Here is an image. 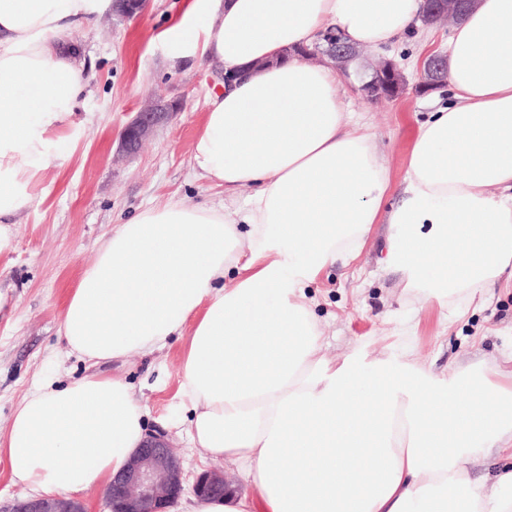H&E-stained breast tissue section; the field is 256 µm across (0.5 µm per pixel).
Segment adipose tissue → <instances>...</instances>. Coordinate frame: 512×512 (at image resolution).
<instances>
[{
  "label": "adipose tissue",
  "mask_w": 512,
  "mask_h": 512,
  "mask_svg": "<svg viewBox=\"0 0 512 512\" xmlns=\"http://www.w3.org/2000/svg\"><path fill=\"white\" fill-rule=\"evenodd\" d=\"M111 6L0 0V253L11 217L81 134L74 31ZM422 6L185 0L161 33L173 59L242 71L211 96L191 165L225 193H254L238 219L173 199L116 227L59 333L93 367L187 333L179 393L194 444L247 485L197 512H512V468L475 482L465 467L477 450L512 449V353L442 375L409 352L330 358L306 293L328 266L357 260L378 224L382 264L449 322L485 289L512 286V0H475L455 26L452 98L420 124L388 211L392 175L373 135L348 127L335 70L297 54L329 28L392 43ZM143 418L122 380L48 376L15 409L0 456L27 491H103L141 444Z\"/></svg>",
  "instance_id": "obj_1"
}]
</instances>
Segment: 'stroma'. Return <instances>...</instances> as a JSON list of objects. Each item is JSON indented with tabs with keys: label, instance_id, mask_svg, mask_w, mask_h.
I'll return each mask as SVG.
<instances>
[{
	"label": "stroma",
	"instance_id": "obj_1",
	"mask_svg": "<svg viewBox=\"0 0 512 512\" xmlns=\"http://www.w3.org/2000/svg\"><path fill=\"white\" fill-rule=\"evenodd\" d=\"M182 0H151L137 19L112 24L97 17L79 27L88 91L79 106L84 125L62 168L49 170L44 199L17 213L8 251L0 253V433L42 375L68 383L88 367L58 334L60 316L83 267L112 230L143 208L177 198L195 206L223 202L222 188L200 178L191 165L192 143L200 132L209 95L223 91L224 79L211 63L187 60L172 65L171 47L160 33ZM451 30L417 25L412 34L378 47L404 71L409 86L393 101L362 100L354 83L340 80L347 111L366 123L381 160L392 173L389 203L403 195L409 150L418 127L447 90L415 91L419 64L430 52L447 49ZM153 96L178 99L182 112L159 127L136 156L118 159L120 134ZM380 239H372L357 262L328 267L310 286L323 327V351L343 358L355 348L369 354L401 355L413 350L435 373L476 364L512 349V288L488 289L450 329L444 308L412 311L397 272L379 268ZM417 315L414 335L398 323ZM184 338L148 356L100 365V372L127 382L146 409L145 427H162L172 438L187 479L215 463L194 447L179 395Z\"/></svg>",
	"mask_w": 512,
	"mask_h": 512
}]
</instances>
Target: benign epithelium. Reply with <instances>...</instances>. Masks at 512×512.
Returning a JSON list of instances; mask_svg holds the SVG:
<instances>
[{
	"label": "benign epithelium",
	"instance_id": "7a95c632",
	"mask_svg": "<svg viewBox=\"0 0 512 512\" xmlns=\"http://www.w3.org/2000/svg\"><path fill=\"white\" fill-rule=\"evenodd\" d=\"M424 24L443 25L461 19L473 0H425ZM147 0H113L112 16L133 19L146 8ZM322 46L301 51L304 58L324 54L336 70L349 79L358 81L357 91L370 101L392 100L406 90V79L397 65L382 59L363 69L347 70L348 63L359 56V45L344 40L333 29L324 31ZM421 81L415 90L425 94L448 85L446 55L432 52L420 63ZM176 100L158 98L145 105L125 126L121 144L128 154L138 151L144 139L173 114L181 111ZM226 488L224 471L212 469L199 474L192 487L193 495L221 497ZM185 492L184 470L169 435L163 431L148 433L141 447L131 456L126 469L112 480V497L106 500L109 512H169ZM0 512H87L82 501L73 497L41 496L15 499Z\"/></svg>",
	"mask_w": 512,
	"mask_h": 512
}]
</instances>
